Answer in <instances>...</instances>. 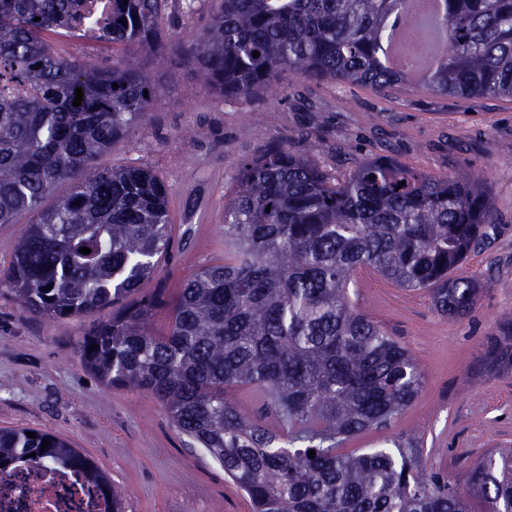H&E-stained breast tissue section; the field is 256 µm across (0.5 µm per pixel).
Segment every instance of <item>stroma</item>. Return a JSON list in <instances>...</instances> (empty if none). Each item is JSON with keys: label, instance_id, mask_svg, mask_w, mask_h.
Wrapping results in <instances>:
<instances>
[{"label": "stroma", "instance_id": "stroma-1", "mask_svg": "<svg viewBox=\"0 0 512 512\" xmlns=\"http://www.w3.org/2000/svg\"><path fill=\"white\" fill-rule=\"evenodd\" d=\"M210 15V0H172L160 32L169 43L192 40ZM47 39L59 55L100 66L129 55L101 40ZM137 58L154 81L150 109L95 164L148 166L168 186L170 259L143 282L142 294H170L202 266L223 262L224 203L236 164L270 142L309 152L332 171L385 155L433 176L483 177L495 210L490 243L454 271L487 286L468 316L442 317L427 291L399 288L366 268L357 272L352 303L409 349L425 381L393 427L362 433L343 450L414 438L424 468L459 480L488 449L512 446V376L480 370L488 337L512 316V101L444 97L404 84L375 91L287 74L276 96L227 102L200 82L193 65L168 70L145 48ZM111 316L105 309L91 318L49 320L0 295V428L41 429L68 440L119 488L124 512H252L223 468L179 434L159 400L107 388L81 365L77 339Z\"/></svg>", "mask_w": 512, "mask_h": 512}]
</instances>
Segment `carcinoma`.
<instances>
[{
    "mask_svg": "<svg viewBox=\"0 0 512 512\" xmlns=\"http://www.w3.org/2000/svg\"><path fill=\"white\" fill-rule=\"evenodd\" d=\"M444 2L446 51L430 71L378 59L405 0H211L209 26L187 49L158 40L169 0H112L100 39L132 53L149 47L172 67L188 62L226 100L258 102L288 73L512 101V0ZM83 12L84 0H0V224L36 214L0 293L51 320L112 309L79 340L81 364L107 387L162 402L254 512H472L479 501L486 512H512L511 448L484 453L462 484L425 472L411 440L339 451L392 427L424 383L410 351L353 306L355 273L370 268L400 288L425 289L440 315L466 316L485 285L450 273L488 239L493 204L482 177H436L377 157L340 178L273 141L236 165L224 262L200 268L168 300L140 298L170 251L167 186L149 167L93 161L145 118L154 85L131 57L101 67L54 51L43 34L79 29ZM77 88L84 96L74 106ZM61 182L69 192L56 197ZM161 307L168 325L155 333ZM482 367L512 372L511 316L488 338ZM232 387L262 392L268 412H244ZM29 431L0 428V467L76 470L123 512L120 491L88 457Z\"/></svg>",
    "mask_w": 512,
    "mask_h": 512,
    "instance_id": "1",
    "label": "carcinoma"
}]
</instances>
